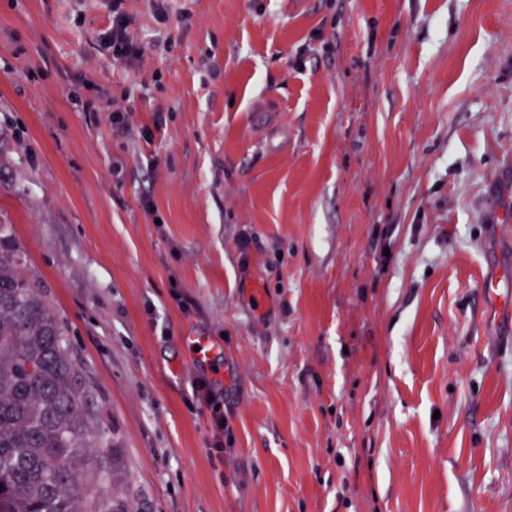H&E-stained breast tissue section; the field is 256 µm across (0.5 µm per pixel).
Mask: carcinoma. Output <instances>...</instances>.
Instances as JSON below:
<instances>
[{"instance_id":"obj_1","label":"carcinoma","mask_w":512,"mask_h":512,"mask_svg":"<svg viewBox=\"0 0 512 512\" xmlns=\"http://www.w3.org/2000/svg\"><path fill=\"white\" fill-rule=\"evenodd\" d=\"M66 331L22 244L0 224V512H132L86 475L83 449L104 447Z\"/></svg>"}]
</instances>
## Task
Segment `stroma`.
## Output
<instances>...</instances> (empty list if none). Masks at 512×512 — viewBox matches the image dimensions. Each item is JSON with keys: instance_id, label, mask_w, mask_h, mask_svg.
<instances>
[{"instance_id": "obj_1", "label": "stroma", "mask_w": 512, "mask_h": 512, "mask_svg": "<svg viewBox=\"0 0 512 512\" xmlns=\"http://www.w3.org/2000/svg\"><path fill=\"white\" fill-rule=\"evenodd\" d=\"M167 6L126 0L127 65L111 0H0V221L89 470L134 512H512V0ZM125 1L112 0V24L102 35L100 44L111 51L112 59L127 64L141 56L142 48L131 33L134 21L123 7ZM125 104H121V102ZM128 99L126 96H122L120 100L113 98L112 100V114L109 117V120L112 124V133L116 135H124L127 136L132 129L130 123V116L132 114V110L130 106L127 104ZM198 385L199 390L203 392L202 395H200V400H202L208 407H213L211 427L213 437L218 439L215 447L221 448L224 446V442H221V438L224 440V413H221L220 407L216 403L213 391L215 381L208 378H202L199 380ZM209 397H212V400H209Z\"/></svg>"}]
</instances>
